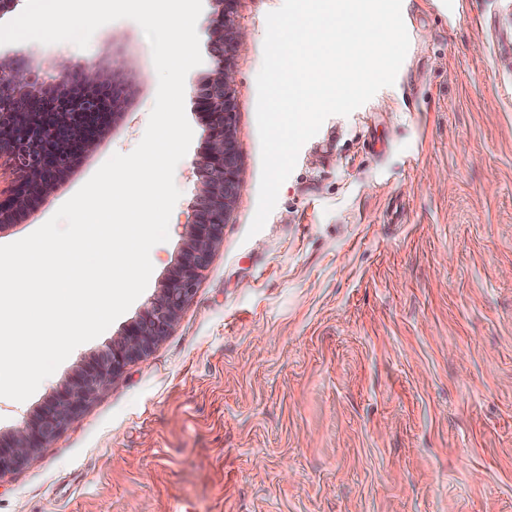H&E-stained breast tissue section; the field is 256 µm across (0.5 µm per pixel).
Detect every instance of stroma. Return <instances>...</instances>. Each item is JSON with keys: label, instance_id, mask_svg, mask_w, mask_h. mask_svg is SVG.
<instances>
[{"label": "stroma", "instance_id": "1", "mask_svg": "<svg viewBox=\"0 0 512 512\" xmlns=\"http://www.w3.org/2000/svg\"><path fill=\"white\" fill-rule=\"evenodd\" d=\"M237 0L233 50L244 190L223 243L168 336L48 447L0 476V512H512V0H403L410 45L394 85L333 115L299 151L264 228L256 77L266 15ZM127 63L137 84L49 200L0 232L43 225L114 153L142 139L158 75L133 20L70 42L0 44L39 79L58 61ZM143 296L78 346L26 401L0 397L9 432L153 295L182 246L206 144Z\"/></svg>", "mask_w": 512, "mask_h": 512}]
</instances>
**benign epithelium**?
I'll return each instance as SVG.
<instances>
[{"instance_id": "1", "label": "benign epithelium", "mask_w": 512, "mask_h": 512, "mask_svg": "<svg viewBox=\"0 0 512 512\" xmlns=\"http://www.w3.org/2000/svg\"><path fill=\"white\" fill-rule=\"evenodd\" d=\"M215 2L219 8L208 26L210 69L195 89L206 130V151L195 162L202 188L192 204L179 258L120 337L79 366L23 425L0 433V476L47 447L102 388L170 333L223 241L224 224L243 191L232 63V49L243 32L234 21L236 0ZM132 91L127 77H108L92 64L63 61L50 89L39 92L31 88L24 65L0 64V158H7L16 174L13 188L0 197L1 225L46 201L75 158L92 151L110 121L124 113Z\"/></svg>"}]
</instances>
